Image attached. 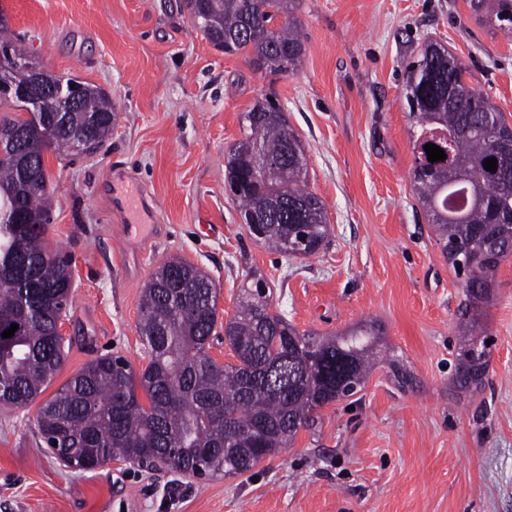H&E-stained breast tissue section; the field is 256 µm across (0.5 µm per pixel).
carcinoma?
Wrapping results in <instances>:
<instances>
[{
    "label": "carcinoma",
    "instance_id": "1",
    "mask_svg": "<svg viewBox=\"0 0 512 512\" xmlns=\"http://www.w3.org/2000/svg\"><path fill=\"white\" fill-rule=\"evenodd\" d=\"M301 0H186L196 27L224 53H244L252 65L290 73L304 42L294 13ZM499 30L512 34V0H495ZM0 89L31 88L30 50L0 16ZM462 63L438 42L424 46L409 65L404 87L420 147L433 143L446 159L415 158L413 191L426 210L443 256L469 255L460 329L466 342L456 360L455 386L482 382L487 352L473 349L482 335L483 307L502 262L512 256V126L482 90L464 81ZM56 96L73 78L37 74ZM0 104L25 111L0 115V128L20 130L17 154L0 158V405L25 407L48 387L64 361L53 335L71 301L72 258L51 249L46 232L51 194L47 152L76 159L72 140L86 137L84 152L112 135L117 113L103 89L85 84L80 104L55 112L19 96ZM243 137L229 150L227 177L244 176L242 210L268 211L256 240L291 258L314 255L329 235L323 201L307 189L306 150L285 115L266 100L245 113ZM259 152L253 165L251 154ZM497 159V170L483 163ZM218 293L212 278L180 257L157 267L141 295L139 333L148 363L138 373L121 357L88 361L37 411L41 436L58 441L53 453L74 456L93 471L103 461L146 459L184 473L238 476L252 470L310 430L317 413L344 393L362 390L383 341L375 324L336 336L299 332L270 311L263 279L242 286L224 341L237 363L220 365L208 353L216 335ZM18 325L14 336L1 334Z\"/></svg>",
    "mask_w": 512,
    "mask_h": 512
}]
</instances>
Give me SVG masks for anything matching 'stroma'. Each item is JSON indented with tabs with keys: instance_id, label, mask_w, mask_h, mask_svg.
Instances as JSON below:
<instances>
[{
	"instance_id": "1",
	"label": "stroma",
	"mask_w": 512,
	"mask_h": 512,
	"mask_svg": "<svg viewBox=\"0 0 512 512\" xmlns=\"http://www.w3.org/2000/svg\"><path fill=\"white\" fill-rule=\"evenodd\" d=\"M185 0H0L10 29L51 73L112 97V136L76 160L45 156L53 181L47 240L74 260L61 387L109 354L142 371V290L173 256L207 272L218 319L263 275L273 313L324 336L381 325L379 361L357 395L320 411L316 433L239 476L148 470L121 460L92 472L49 454L37 404L0 406V512H512V259L481 323L490 341L478 388L454 386L463 283L412 191L416 128L406 68L434 39L463 63L512 125V38L469 0H302L296 72L255 69L214 47ZM274 100L306 149L309 189L330 236L291 259L251 238L224 189L225 159L256 99ZM133 193L156 225L123 255Z\"/></svg>"
}]
</instances>
